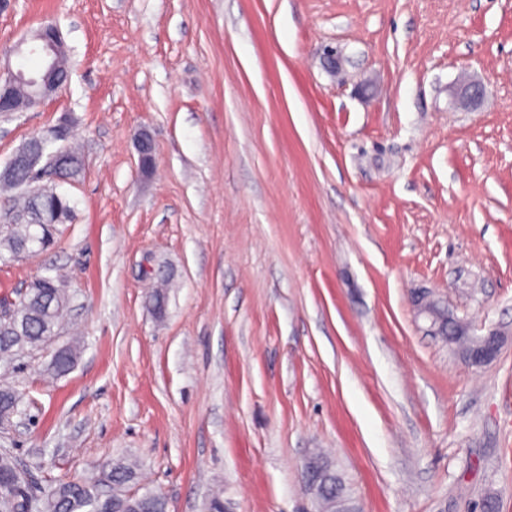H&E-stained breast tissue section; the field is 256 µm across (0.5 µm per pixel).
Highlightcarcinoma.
<instances>
[{"mask_svg":"<svg viewBox=\"0 0 512 512\" xmlns=\"http://www.w3.org/2000/svg\"><path fill=\"white\" fill-rule=\"evenodd\" d=\"M26 193L22 208L12 211L5 233H0V259L46 250L53 241L56 225L71 216L69 199L53 189L29 183L25 168L5 167L0 183ZM69 303L68 285L59 274L33 280L18 298L0 312V353L18 355L26 347L38 348L54 337V327ZM77 347L59 350L48 373L68 372L76 359ZM15 387L0 383V428L19 413ZM140 465L135 460L117 459L109 465L108 480L114 494L82 479L59 480L35 492L27 490L23 469L17 457L0 445V512H168V502L152 490L130 492L139 480ZM322 512H345L356 507L341 477L325 485L318 497Z\"/></svg>","mask_w":512,"mask_h":512,"instance_id":"1","label":"carcinoma"}]
</instances>
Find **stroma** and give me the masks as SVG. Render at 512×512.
I'll return each instance as SVG.
<instances>
[{
    "mask_svg": "<svg viewBox=\"0 0 512 512\" xmlns=\"http://www.w3.org/2000/svg\"><path fill=\"white\" fill-rule=\"evenodd\" d=\"M46 22L68 84L0 115V169L65 113L84 156L54 246L0 262V299L49 267L71 297L11 375L34 484L131 457L169 512H310L319 451L361 512H512V0H14L0 64ZM485 85L479 80H469L452 91L453 101L463 106H476L484 97ZM487 336L489 337L482 343L476 341V345L469 348L467 357L472 363H486L496 356L499 347L498 335L490 333Z\"/></svg>",
    "mask_w": 512,
    "mask_h": 512,
    "instance_id": "obj_1",
    "label": "stroma"
}]
</instances>
